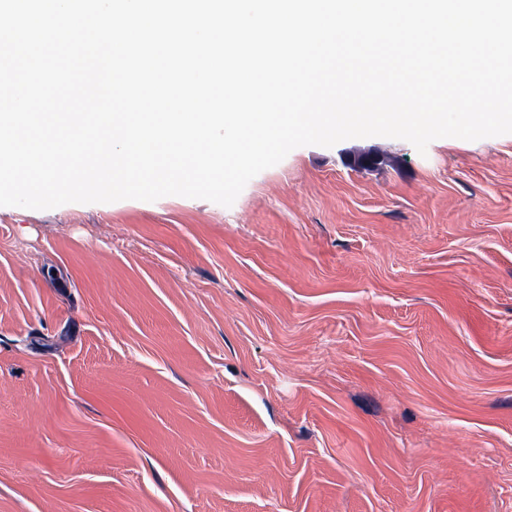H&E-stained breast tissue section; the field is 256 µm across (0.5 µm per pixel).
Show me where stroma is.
<instances>
[{"instance_id":"1","label":"stroma","mask_w":512,"mask_h":512,"mask_svg":"<svg viewBox=\"0 0 512 512\" xmlns=\"http://www.w3.org/2000/svg\"><path fill=\"white\" fill-rule=\"evenodd\" d=\"M0 512H512V134L0 207Z\"/></svg>"}]
</instances>
